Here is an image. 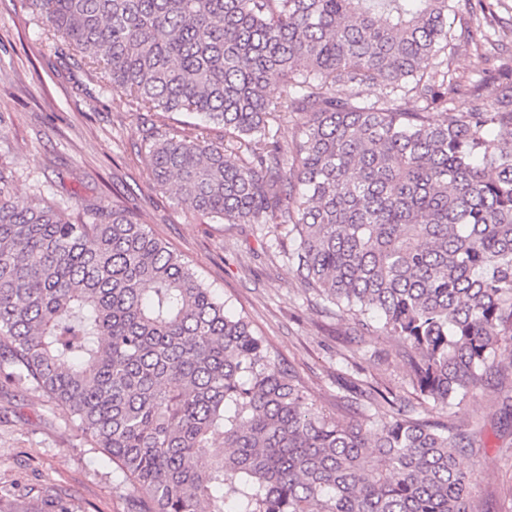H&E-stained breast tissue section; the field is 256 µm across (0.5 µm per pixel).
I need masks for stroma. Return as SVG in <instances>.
Listing matches in <instances>:
<instances>
[{
  "label": "stroma",
  "instance_id": "stroma-1",
  "mask_svg": "<svg viewBox=\"0 0 512 512\" xmlns=\"http://www.w3.org/2000/svg\"><path fill=\"white\" fill-rule=\"evenodd\" d=\"M30 16L27 0H0V163L15 174L16 197L63 198L75 216L112 202L140 212L232 313L248 316L334 416L372 428L370 407L347 397L343 378L388 385L416 403L396 340L326 313L261 225L194 216L151 187L147 129L181 130L191 116L135 112L120 95L100 93ZM500 381L491 375L466 404L427 412L468 437L459 462L478 472L472 500L479 512H512V419L502 409ZM57 500L72 512H137L123 474L74 429L65 408L27 382L0 380V512H46Z\"/></svg>",
  "mask_w": 512,
  "mask_h": 512
}]
</instances>
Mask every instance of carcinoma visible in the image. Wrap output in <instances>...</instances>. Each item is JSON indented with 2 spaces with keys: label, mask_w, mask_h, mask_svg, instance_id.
<instances>
[{
  "label": "carcinoma",
  "mask_w": 512,
  "mask_h": 512,
  "mask_svg": "<svg viewBox=\"0 0 512 512\" xmlns=\"http://www.w3.org/2000/svg\"><path fill=\"white\" fill-rule=\"evenodd\" d=\"M29 3L101 93L198 119L151 132L153 188L216 222L288 228L302 286L396 337L422 401L461 406L512 361V58L485 34L483 79L437 61L449 15L470 39L494 28L490 0ZM296 115L293 140L269 137ZM12 181L0 166V367L69 411L138 512H473L454 424L370 382L351 390L375 429L336 419L139 214L75 219Z\"/></svg>",
  "instance_id": "obj_1"
}]
</instances>
